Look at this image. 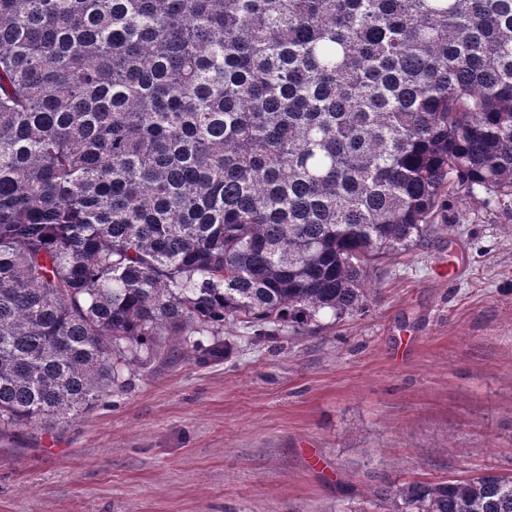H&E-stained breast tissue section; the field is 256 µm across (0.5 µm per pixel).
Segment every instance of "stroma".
<instances>
[{"label": "stroma", "mask_w": 512, "mask_h": 512, "mask_svg": "<svg viewBox=\"0 0 512 512\" xmlns=\"http://www.w3.org/2000/svg\"><path fill=\"white\" fill-rule=\"evenodd\" d=\"M456 277H449V268ZM176 346L79 419L0 436V512H374L376 480L512 471V201H445L363 313Z\"/></svg>", "instance_id": "stroma-1"}]
</instances>
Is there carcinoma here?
I'll use <instances>...</instances> for the list:
<instances>
[{
  "label": "carcinoma",
  "mask_w": 512,
  "mask_h": 512,
  "mask_svg": "<svg viewBox=\"0 0 512 512\" xmlns=\"http://www.w3.org/2000/svg\"><path fill=\"white\" fill-rule=\"evenodd\" d=\"M477 190L512 199V0H0V434L364 311ZM370 493L512 512V473Z\"/></svg>",
  "instance_id": "1"
}]
</instances>
